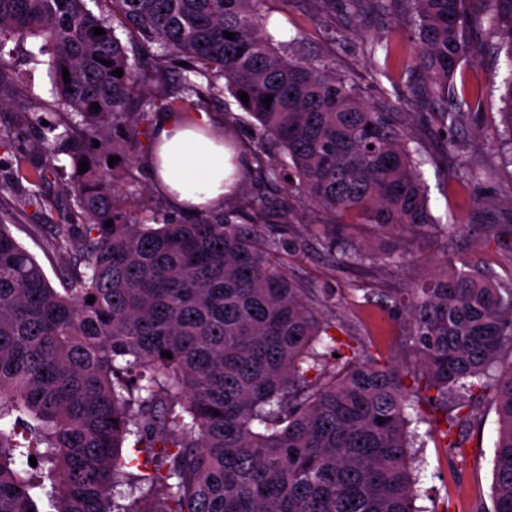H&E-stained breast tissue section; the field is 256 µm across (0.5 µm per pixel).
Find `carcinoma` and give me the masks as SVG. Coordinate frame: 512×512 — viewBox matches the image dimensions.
<instances>
[{
  "label": "carcinoma",
  "mask_w": 512,
  "mask_h": 512,
  "mask_svg": "<svg viewBox=\"0 0 512 512\" xmlns=\"http://www.w3.org/2000/svg\"><path fill=\"white\" fill-rule=\"evenodd\" d=\"M91 1L162 49L198 98L248 94L239 103L256 130L248 177L383 231L439 228L420 148L410 147L412 101L376 109L346 77L290 57L263 32L262 0H0V37L42 40L67 108L40 127L36 184L59 176L67 157L61 188L82 217L51 225L49 248L69 263L59 288L0 221V512H40L44 498L55 512H419L407 410L436 411L443 447L461 456L477 390L498 416L493 512H512V365L495 368L512 346V285L477 264H448L387 296L413 362H384L348 333L349 354L327 370L317 345L327 338L325 349L339 350L336 299L279 263L295 244L261 234L266 198L187 222L166 212L154 224L116 198L109 157L133 160L153 132L150 112L129 105L173 112L184 97L143 98L148 75ZM408 2L409 83L438 105L456 159L450 132L473 109L457 89L471 32L496 40L512 69V0L487 14L473 0ZM502 99L512 166V78ZM269 142L289 171L267 155ZM19 206L40 211L46 199L30 190ZM308 234L346 265L404 261L367 256L334 224Z\"/></svg>",
  "instance_id": "carcinoma-1"
}]
</instances>
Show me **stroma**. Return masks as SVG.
<instances>
[{"instance_id": "35a3bbf8", "label": "stroma", "mask_w": 512, "mask_h": 512, "mask_svg": "<svg viewBox=\"0 0 512 512\" xmlns=\"http://www.w3.org/2000/svg\"><path fill=\"white\" fill-rule=\"evenodd\" d=\"M262 10L266 31L286 45L295 57L321 61L336 74L358 86L374 106L394 102L407 95L409 84L404 72L413 62L410 17L405 0H398L392 17L380 15L372 0H366L362 13L347 14L341 5L327 0H264ZM391 31L396 60L389 63L384 52H371V40ZM475 64L467 68V83L477 91L479 103L456 133L460 154L476 172V179L463 178L456 161L448 158L436 136L439 123L434 107L425 95H417L413 109L428 113L426 124L416 125L414 137L427 160L421 167L428 190L430 210L444 226L440 232H406L401 235L379 231L374 225L345 218V231L351 241L370 254L396 251L405 261L398 266H343L337 264L318 240L306 237L309 224L332 222L300 194L281 199L271 185L253 180L241 181L236 196L259 194L268 197L270 210L262 231L275 236L282 231L303 237L299 251L281 254L290 271L299 274L307 287L336 295V324L353 329L365 338L381 357L405 353V326L384 303L385 296L404 288L431 281L448 262H477L493 272L505 285L512 283V167L503 160L500 134L504 129L505 104L501 99L503 82L512 76L504 56L498 55L483 34L473 36ZM41 39L0 40V129L15 136L14 152H0V168L13 170L16 182L0 193V219H5L14 236L40 261L50 283L60 286L64 258L46 248L49 226L60 211L69 209L70 200L57 184H42L49 201L46 209L20 208L17 199L31 187L43 157L35 144L38 132L23 123L26 113L35 111L46 121H55L59 111L53 84L40 52ZM122 192L138 217L151 221L154 209L167 203L157 189L147 156L137 162L120 163ZM464 224L461 232L450 230V223ZM433 413L424 410L421 422L412 423L419 512H492L493 458L498 417L491 398H484L464 432L465 454L449 456L431 421Z\"/></svg>"}]
</instances>
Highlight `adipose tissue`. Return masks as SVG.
Masks as SVG:
<instances>
[{"label":"adipose tissue","mask_w":512,"mask_h":512,"mask_svg":"<svg viewBox=\"0 0 512 512\" xmlns=\"http://www.w3.org/2000/svg\"><path fill=\"white\" fill-rule=\"evenodd\" d=\"M152 140L159 159L153 171L157 186L189 213L220 208L246 163L242 154L225 147L220 124L206 112L197 113L191 125L177 113L166 114Z\"/></svg>","instance_id":"obj_1"}]
</instances>
